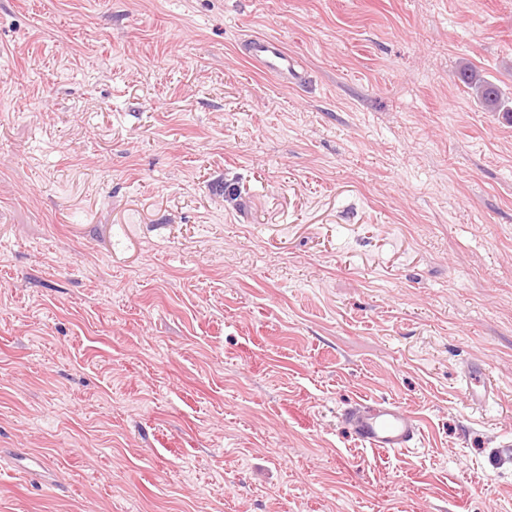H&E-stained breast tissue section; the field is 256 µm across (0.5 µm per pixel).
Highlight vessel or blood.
<instances>
[{"mask_svg": "<svg viewBox=\"0 0 512 512\" xmlns=\"http://www.w3.org/2000/svg\"><path fill=\"white\" fill-rule=\"evenodd\" d=\"M246 54L262 72L283 84L301 85L309 78L308 70L276 38H248ZM342 420L360 445L372 450L411 451L422 435L421 418L395 401L356 403L344 412Z\"/></svg>", "mask_w": 512, "mask_h": 512, "instance_id": "obj_1", "label": "vessel or blood"}]
</instances>
